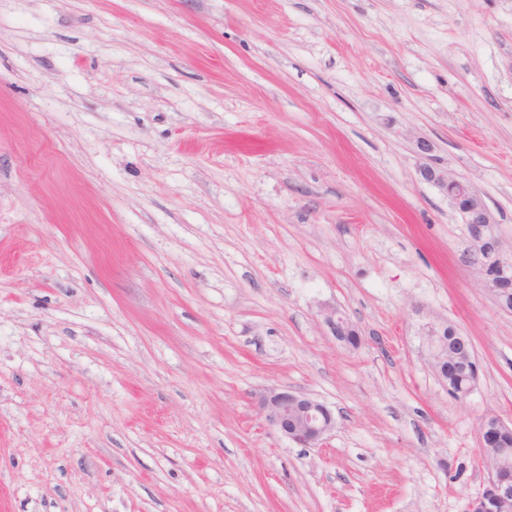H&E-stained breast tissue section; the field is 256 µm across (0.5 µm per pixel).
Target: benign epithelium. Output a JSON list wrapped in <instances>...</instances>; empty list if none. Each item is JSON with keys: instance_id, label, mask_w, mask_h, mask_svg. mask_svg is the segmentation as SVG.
Masks as SVG:
<instances>
[{"instance_id": "1", "label": "benign epithelium", "mask_w": 512, "mask_h": 512, "mask_svg": "<svg viewBox=\"0 0 512 512\" xmlns=\"http://www.w3.org/2000/svg\"><path fill=\"white\" fill-rule=\"evenodd\" d=\"M421 177L448 191V198L459 211L467 227V249L463 261L476 274L481 287L493 298L506 288H512V252L505 249L492 216L475 189L443 171L424 163L419 167ZM336 340L360 334L357 325L340 311L333 309L324 316ZM448 324H431L427 329L431 367L437 377L444 374L442 348L446 344ZM264 419L278 435L303 448L320 446L335 427V418L324 404L303 394L272 388L260 397ZM512 432V426L494 413L484 414L478 424L479 457L486 449L494 448L502 436ZM487 479L482 490L472 499L468 512H486L491 502L512 500V481L500 476L496 467L486 468Z\"/></svg>"}]
</instances>
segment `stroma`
<instances>
[{"mask_svg":"<svg viewBox=\"0 0 512 512\" xmlns=\"http://www.w3.org/2000/svg\"><path fill=\"white\" fill-rule=\"evenodd\" d=\"M424 162L512 248V0H0V512H466L512 313ZM324 320L337 341L341 342V336H345L342 340L344 345L356 349L360 346V338L361 343L363 342L357 325L340 311L333 309L327 312ZM353 334L357 336H352ZM448 335V323L444 324H431L427 329V343L430 349L431 367L437 377L447 383V377L444 374L443 352L442 348L447 340L445 336ZM457 333V340L459 341L460 345L462 346L463 350L466 352L467 357L463 361V370L464 371H470L472 370V367H474L475 370V377L473 384L468 388V397L472 394V392L475 390L478 382V363L473 355L472 352V343L468 336H462L458 332ZM464 371H457L454 372V370L451 371L450 374H448V387L454 388L455 390H459V388L462 386L463 388L466 387L468 384V376L467 373ZM260 407L269 427L304 448L319 447L335 427L331 410L303 393L272 388L261 395Z\"/></svg>","mask_w":512,"mask_h":512,"instance_id":"1","label":"stroma"}]
</instances>
